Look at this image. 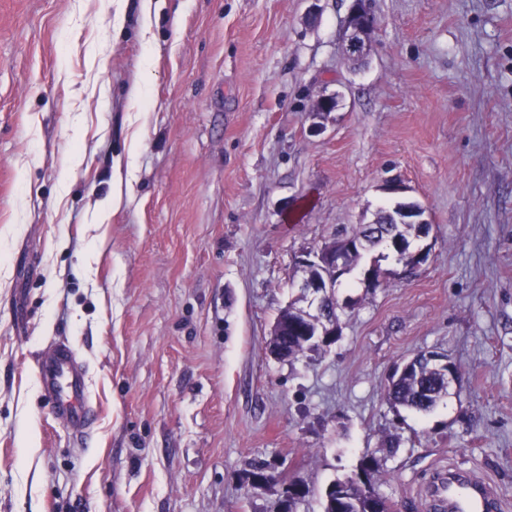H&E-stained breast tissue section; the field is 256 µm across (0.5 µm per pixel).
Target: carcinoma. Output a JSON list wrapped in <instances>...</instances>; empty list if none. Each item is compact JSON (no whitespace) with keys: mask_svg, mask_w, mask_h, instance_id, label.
Instances as JSON below:
<instances>
[{"mask_svg":"<svg viewBox=\"0 0 512 512\" xmlns=\"http://www.w3.org/2000/svg\"><path fill=\"white\" fill-rule=\"evenodd\" d=\"M405 202L395 203L390 210L378 213L377 223L362 224L347 237L361 240V247L350 257L351 268L359 266L365 256L376 248H384L399 256L403 266L413 268L410 231L414 224L402 223ZM288 318L296 328L286 336H274L270 344L288 353L293 361L306 351L305 342L312 339L315 347L329 345L332 339L311 336L323 315H312L293 306H288ZM448 375L445 368L432 365L420 353L405 361L403 367L395 368L386 387V400L394 408H403L417 414L427 415L435 411L439 403L448 396ZM375 461L366 460L359 473L347 478H337L325 489L322 497L323 512H387L390 500L374 487ZM284 480L281 473L271 471L264 462H258L247 473V483L253 489L263 488Z\"/></svg>","mask_w":512,"mask_h":512,"instance_id":"obj_1","label":"carcinoma"}]
</instances>
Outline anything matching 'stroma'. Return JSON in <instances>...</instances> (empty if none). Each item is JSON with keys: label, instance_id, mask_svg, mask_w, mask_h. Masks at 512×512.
Returning a JSON list of instances; mask_svg holds the SVG:
<instances>
[{"label": "stroma", "instance_id": "35a3bbf8", "mask_svg": "<svg viewBox=\"0 0 512 512\" xmlns=\"http://www.w3.org/2000/svg\"><path fill=\"white\" fill-rule=\"evenodd\" d=\"M371 2L355 67L352 0H124L118 27L108 0H0V512H282L258 461L321 512L369 457L398 512L439 463L512 512V0ZM397 199L427 263L345 274L336 342L275 359L299 259ZM60 340L99 408L84 446L33 362ZM424 351L460 386L392 408ZM365 1L367 0H354L344 21L341 48L350 58L358 55L367 56L370 51L369 36L375 25V18ZM247 483L252 489H259L267 485L283 481V473H275L271 471L265 462H258L252 466V469L247 473Z\"/></svg>", "mask_w": 512, "mask_h": 512}]
</instances>
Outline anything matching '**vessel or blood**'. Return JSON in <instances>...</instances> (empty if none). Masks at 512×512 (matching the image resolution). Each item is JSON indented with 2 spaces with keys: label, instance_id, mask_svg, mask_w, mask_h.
I'll use <instances>...</instances> for the list:
<instances>
[{
  "label": "vessel or blood",
  "instance_id": "vessel-or-blood-1",
  "mask_svg": "<svg viewBox=\"0 0 512 512\" xmlns=\"http://www.w3.org/2000/svg\"><path fill=\"white\" fill-rule=\"evenodd\" d=\"M38 377L54 415L85 437L97 413L86 397L85 373L71 347L59 343L41 358ZM426 512H499L501 503L491 481L472 472L438 467L421 489Z\"/></svg>",
  "mask_w": 512,
  "mask_h": 512
}]
</instances>
